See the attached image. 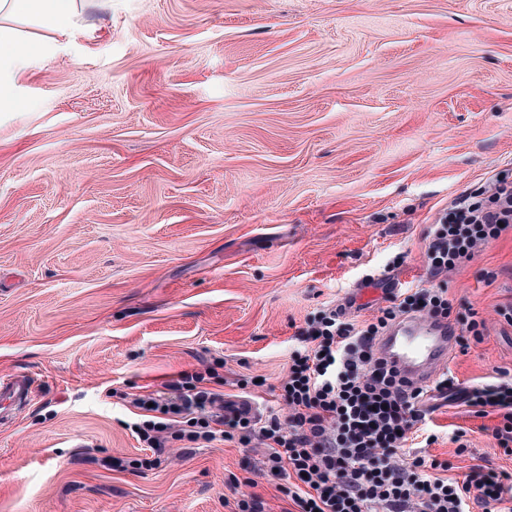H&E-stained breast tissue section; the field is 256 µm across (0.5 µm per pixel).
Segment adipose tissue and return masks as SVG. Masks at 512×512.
<instances>
[{
	"instance_id": "1",
	"label": "adipose tissue",
	"mask_w": 512,
	"mask_h": 512,
	"mask_svg": "<svg viewBox=\"0 0 512 512\" xmlns=\"http://www.w3.org/2000/svg\"><path fill=\"white\" fill-rule=\"evenodd\" d=\"M80 17L78 0H0V111L27 109V101L17 95L21 79L63 50L77 34ZM16 18L33 21L47 40L23 35L12 24Z\"/></svg>"
}]
</instances>
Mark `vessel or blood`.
<instances>
[{
  "mask_svg": "<svg viewBox=\"0 0 512 512\" xmlns=\"http://www.w3.org/2000/svg\"><path fill=\"white\" fill-rule=\"evenodd\" d=\"M457 331L447 319L422 314L395 318L375 341L377 356L388 362L414 388L432 383L438 370L448 363ZM28 385L19 376L0 378V404L26 397Z\"/></svg>",
  "mask_w": 512,
  "mask_h": 512,
  "instance_id": "b4317fda",
  "label": "vessel or blood"
}]
</instances>
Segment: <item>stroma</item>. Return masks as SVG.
Returning <instances> with one entry per match:
<instances>
[{"label": "stroma", "instance_id": "35a3bbf8", "mask_svg": "<svg viewBox=\"0 0 512 512\" xmlns=\"http://www.w3.org/2000/svg\"><path fill=\"white\" fill-rule=\"evenodd\" d=\"M82 31L0 112V512H291L265 448H146L143 387L202 373L271 395L324 306L358 319L433 280L431 224L512 182V0H87ZM403 256L401 266L393 259ZM481 340L460 387L512 379V232L444 278ZM407 445L463 478L512 471L495 416L426 400ZM462 433L468 453L452 440ZM150 467L132 469L133 459ZM28 395V385L23 377L14 376L9 378H0V404L1 408L5 403L12 404Z\"/></svg>", "mask_w": 512, "mask_h": 512}]
</instances>
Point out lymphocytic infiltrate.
<instances>
[{
  "label": "lymphocytic infiltrate",
  "instance_id": "lymphocytic-infiltrate-1",
  "mask_svg": "<svg viewBox=\"0 0 512 512\" xmlns=\"http://www.w3.org/2000/svg\"><path fill=\"white\" fill-rule=\"evenodd\" d=\"M509 230L512 182L496 181L482 200L458 199L428 233L429 275L448 276ZM452 311L444 288L404 289L398 303L368 321L325 308L298 333L300 346L279 387L286 415L257 422L250 409L206 388L202 375L183 373L171 383L172 396L135 395L132 403L143 416L131 430L157 452L173 435L189 443L259 438L267 470L283 480L297 512H469L474 495L512 512V472H473L459 480L447 477L445 463L397 454L425 424V392L405 389L375 356L373 341L399 315L447 319ZM461 392L473 414L497 418L492 436L499 448L512 449V382Z\"/></svg>",
  "mask_w": 512,
  "mask_h": 512
}]
</instances>
